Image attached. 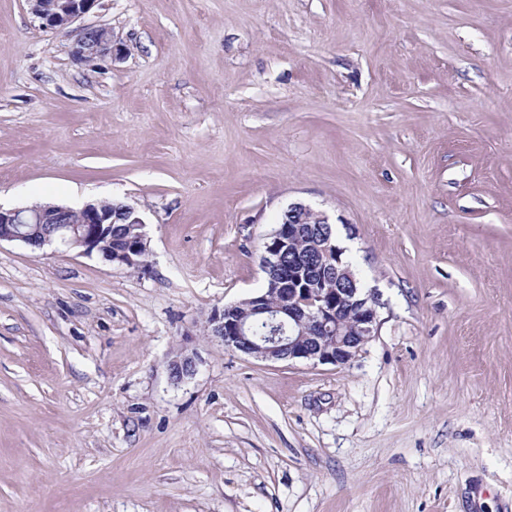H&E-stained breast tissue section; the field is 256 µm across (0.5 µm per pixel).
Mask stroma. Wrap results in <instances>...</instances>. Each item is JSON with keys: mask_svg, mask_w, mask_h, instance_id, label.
Listing matches in <instances>:
<instances>
[{"mask_svg": "<svg viewBox=\"0 0 512 512\" xmlns=\"http://www.w3.org/2000/svg\"><path fill=\"white\" fill-rule=\"evenodd\" d=\"M0 0V207L131 205V270L0 243V512H512V0ZM379 328L225 349L289 203ZM195 359L177 381L170 362ZM42 28H65L89 13L98 0H30ZM124 49L113 40L112 31L104 26L84 25L77 31L71 45L73 59L86 66H94L107 56H117Z\"/></svg>", "mask_w": 512, "mask_h": 512, "instance_id": "obj_1", "label": "stroma"}]
</instances>
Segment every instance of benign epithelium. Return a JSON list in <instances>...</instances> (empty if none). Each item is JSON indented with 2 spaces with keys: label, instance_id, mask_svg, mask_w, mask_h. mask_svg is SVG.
<instances>
[{
  "label": "benign epithelium",
  "instance_id": "benign-epithelium-1",
  "mask_svg": "<svg viewBox=\"0 0 512 512\" xmlns=\"http://www.w3.org/2000/svg\"><path fill=\"white\" fill-rule=\"evenodd\" d=\"M32 11L45 29L65 28L89 13L98 0H31ZM123 48L104 26L84 25L71 45L73 59L93 66L107 56H117ZM126 218L136 232L130 248L112 253V211L87 203L76 209L64 204L0 208V242L16 241L33 250L62 245L80 254L93 252L128 269L141 268L140 253L148 252L145 222L131 206ZM318 221L325 227L318 240L319 252L340 256L343 250L333 241L328 217L320 212ZM300 229L288 222L277 224L263 243L261 267L265 283L255 296L233 304L245 307L241 316L227 320L216 311L208 318V328L224 341V349L240 351L268 361L304 360L314 364L348 365L378 331L379 294L358 287V280L345 266H331L334 288L306 283V265L310 258L299 259L280 269L281 255L288 242L299 236ZM260 318L268 327L264 336L252 334V320ZM172 377L181 381L195 375L193 358L180 356L170 363Z\"/></svg>",
  "mask_w": 512,
  "mask_h": 512
}]
</instances>
